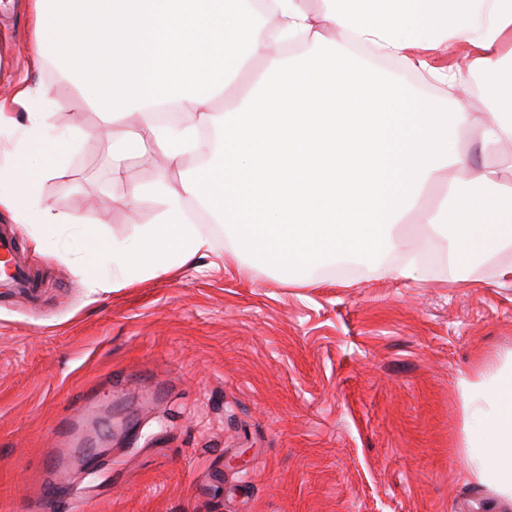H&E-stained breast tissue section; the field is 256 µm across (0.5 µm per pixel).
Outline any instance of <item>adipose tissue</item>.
Masks as SVG:
<instances>
[{
    "label": "adipose tissue",
    "mask_w": 512,
    "mask_h": 512,
    "mask_svg": "<svg viewBox=\"0 0 512 512\" xmlns=\"http://www.w3.org/2000/svg\"><path fill=\"white\" fill-rule=\"evenodd\" d=\"M321 17L300 0H261L255 22L248 0H98L97 22L112 38V63L121 80L87 79L64 50L73 21L85 17L89 0H32L34 40L30 62L56 64L75 77L74 111L105 95L120 103L106 120L125 126L112 156V179L123 182V159L150 134L157 153L181 175L179 189L159 181L160 212L127 245H107L99 220L56 212L29 190L51 177L76 150L69 129L30 117L8 153L11 192L6 207L24 224L45 232L78 224L84 248L110 252L118 270L164 271L173 257L191 261L210 250L193 224L187 200H197L216 222L233 229L225 260L250 252L257 265L282 274L338 255L380 259L398 247L396 224L409 213L443 242L458 269L472 253L490 255L512 244V207L495 193V169L463 174L451 201L474 196L468 223H449L447 208L420 210L425 188L460 165L457 133L476 125L483 146L497 153L512 143V113L492 105L474 113L472 92L489 95L478 74L496 76L512 63V0H325ZM359 44L382 56L439 52L463 45L461 64L443 79L456 94L440 106L411 83H384L350 55ZM231 93L219 139L199 131L214 119L208 104ZM175 105L180 125L161 123L160 107ZM471 424L466 480L486 485L512 506V362L490 382L463 383Z\"/></svg>",
    "instance_id": "1"
}]
</instances>
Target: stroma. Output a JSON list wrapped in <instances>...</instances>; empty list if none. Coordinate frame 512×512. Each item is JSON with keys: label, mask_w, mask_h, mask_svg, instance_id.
I'll list each match as a JSON object with an SVG mask.
<instances>
[{"label": "stroma", "mask_w": 512, "mask_h": 512, "mask_svg": "<svg viewBox=\"0 0 512 512\" xmlns=\"http://www.w3.org/2000/svg\"><path fill=\"white\" fill-rule=\"evenodd\" d=\"M27 0H0V97L50 84L45 123L80 126L77 151L36 190L57 211L95 214L105 240L132 239L160 211L152 148L113 183L122 127L95 108L73 114L77 86L30 65ZM463 48L412 52L383 71L437 103L433 79ZM455 147L512 190V155L487 154L478 128ZM212 249L166 272H128L117 288L82 283L74 224L43 247L23 227L36 296L0 301V512H23L36 478L75 448L99 449V474L72 483L93 512H494L487 488L463 482L461 380L512 358V245L465 271L438 254L415 219L396 228L416 268L328 261L293 278L224 259L229 229L203 223Z\"/></svg>", "instance_id": "1"}]
</instances>
